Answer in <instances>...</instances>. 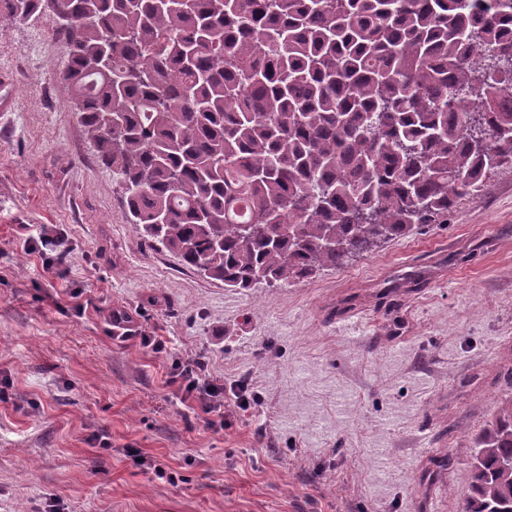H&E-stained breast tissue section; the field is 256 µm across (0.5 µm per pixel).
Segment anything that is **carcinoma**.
Segmentation results:
<instances>
[{"mask_svg": "<svg viewBox=\"0 0 512 512\" xmlns=\"http://www.w3.org/2000/svg\"><path fill=\"white\" fill-rule=\"evenodd\" d=\"M58 2L61 82L131 224L228 288L342 267L512 168V0ZM474 448L461 512L512 510V397Z\"/></svg>", "mask_w": 512, "mask_h": 512, "instance_id": "obj_1", "label": "carcinoma"}]
</instances>
